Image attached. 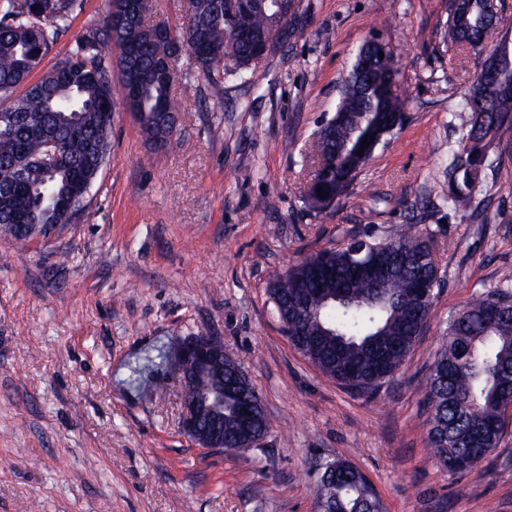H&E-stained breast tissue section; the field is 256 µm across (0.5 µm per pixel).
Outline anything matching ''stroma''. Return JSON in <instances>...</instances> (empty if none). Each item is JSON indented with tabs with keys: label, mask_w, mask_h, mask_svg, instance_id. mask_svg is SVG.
<instances>
[{
	"label": "stroma",
	"mask_w": 512,
	"mask_h": 512,
	"mask_svg": "<svg viewBox=\"0 0 512 512\" xmlns=\"http://www.w3.org/2000/svg\"><path fill=\"white\" fill-rule=\"evenodd\" d=\"M298 24L256 80H178L175 143L117 110L112 149L73 223L0 238V512H317L326 463L345 459L383 512H512V424L461 475L426 445L424 383L450 319L512 269V140L486 173L477 220L452 209L444 170L486 58L442 40L448 0H296ZM108 0H78L42 62L65 58ZM392 52L407 118L332 206L306 196L312 133L359 48ZM441 286L411 357L377 397L356 395L289 343L269 289L304 256L387 235L413 212ZM221 337L269 418L261 449L195 446L178 429L167 365L133 368L178 337Z\"/></svg>",
	"instance_id": "obj_1"
}]
</instances>
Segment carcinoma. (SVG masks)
Segmentation results:
<instances>
[{"label":"carcinoma","instance_id":"1","mask_svg":"<svg viewBox=\"0 0 512 512\" xmlns=\"http://www.w3.org/2000/svg\"><path fill=\"white\" fill-rule=\"evenodd\" d=\"M120 0L109 9L97 28L76 41L68 56L38 78V71L58 31L69 25L74 0H0V238L25 244L32 237L22 232L20 220L39 225L46 236L56 230L50 199L66 194L70 183L83 177L95 183L112 147V125L118 99L112 89V69L120 86H137V118L146 139L159 147L174 141L179 113L172 98L175 71L154 80L152 70L160 53L145 34L130 35L120 11ZM193 15L202 23L205 49L213 57H194L197 69L212 83L224 76L249 80L250 61L259 43L277 46L292 27L278 26L272 10L240 0L224 10L215 0H191ZM170 45L188 48L196 39L191 24L164 25ZM448 46L467 41L480 48L482 34L469 38L449 17ZM112 44L116 58L105 53ZM384 57H379L378 52ZM503 61L502 76L512 83V41L497 46ZM24 92L13 93L18 88ZM408 96L398 83V68L383 42L371 40L355 57L342 83L333 116L315 133L312 152L324 164L342 153L353 152L365 131L382 137L391 124H403ZM63 143L59 164L43 165L44 143ZM512 139V96L489 106L483 124L465 123L464 132L450 149L445 174L448 204L461 212L480 205L482 173L502 160L488 159V148ZM346 173L327 180L313 174L321 190L341 196L348 185ZM386 270L387 282L372 287L357 271L361 262ZM419 279L439 281L438 260L432 236L420 224H404L394 234L379 239L354 238L347 244L324 249L288 267V276L270 288L274 311L288 324L286 336L306 359L338 384L360 394L373 395L389 381L411 355L430 319L434 300L420 298ZM429 374L424 407L429 413L427 447L441 467L458 473L454 461L466 458L478 465L495 450L503 435L497 426L499 406L512 400V271L501 285L471 301L460 317L448 323V336L435 356ZM260 401L249 386L224 394V447L237 450V418L245 400ZM319 512H382V505L366 476L346 460L332 462V472L318 483Z\"/></svg>","mask_w":512,"mask_h":512}]
</instances>
